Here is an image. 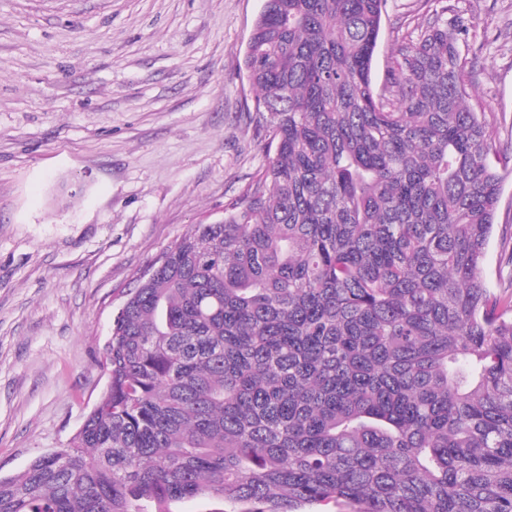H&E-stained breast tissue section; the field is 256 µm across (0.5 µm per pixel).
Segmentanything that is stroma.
<instances>
[{
  "mask_svg": "<svg viewBox=\"0 0 512 512\" xmlns=\"http://www.w3.org/2000/svg\"><path fill=\"white\" fill-rule=\"evenodd\" d=\"M263 0H0V477L68 445L107 384L112 318L163 249L266 162L244 56ZM463 20L471 105L512 155V0H387ZM512 288V178L484 270Z\"/></svg>",
  "mask_w": 512,
  "mask_h": 512,
  "instance_id": "35a3bbf8",
  "label": "stroma"
}]
</instances>
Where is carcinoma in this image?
Instances as JSON below:
<instances>
[{
  "instance_id": "1",
  "label": "carcinoma",
  "mask_w": 512,
  "mask_h": 512,
  "mask_svg": "<svg viewBox=\"0 0 512 512\" xmlns=\"http://www.w3.org/2000/svg\"><path fill=\"white\" fill-rule=\"evenodd\" d=\"M264 0L244 58L268 161L112 320L68 445L0 512H512V293L484 276L508 161L436 13Z\"/></svg>"
}]
</instances>
